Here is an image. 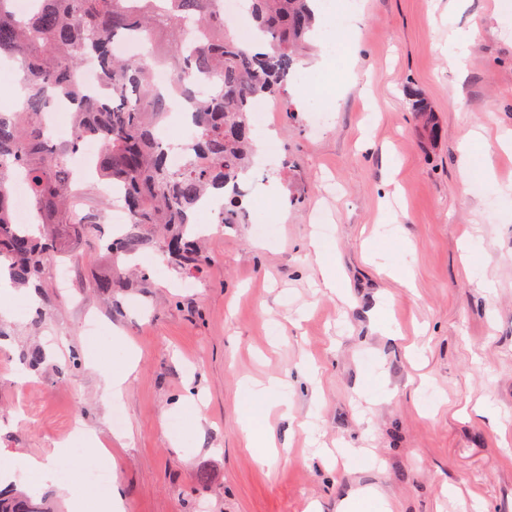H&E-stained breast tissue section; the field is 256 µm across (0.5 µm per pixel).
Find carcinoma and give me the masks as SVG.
Segmentation results:
<instances>
[{"mask_svg":"<svg viewBox=\"0 0 512 512\" xmlns=\"http://www.w3.org/2000/svg\"><path fill=\"white\" fill-rule=\"evenodd\" d=\"M24 22L11 0H0V55L15 58L23 72V106L0 112V273L28 286L40 280L55 245L47 225L70 224L95 236L97 224L73 206L71 156L85 140L102 150L93 167L100 177L125 189L131 223L101 248L112 257L132 256L151 247L188 273L208 267L191 222L202 199L225 191L222 223L245 221L240 175L253 165V105L284 99L288 77L307 47L316 17L311 0H250L249 12L261 42L241 44L229 30L217 0H39ZM148 38L150 59L119 58L116 39ZM96 67L105 95L84 91L73 80L80 67ZM171 68L174 90L192 107L191 152L181 169L169 166V146L160 141L171 96L153 87L149 71ZM75 104L69 136L50 142L41 116L55 98ZM412 112L432 138L439 131L434 111L419 91ZM28 185L41 227L14 224L11 183ZM0 512H45L35 495L0 492Z\"/></svg>","mask_w":512,"mask_h":512,"instance_id":"carcinoma-1","label":"carcinoma"}]
</instances>
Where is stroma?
<instances>
[{"label": "stroma", "mask_w": 512, "mask_h": 512, "mask_svg": "<svg viewBox=\"0 0 512 512\" xmlns=\"http://www.w3.org/2000/svg\"><path fill=\"white\" fill-rule=\"evenodd\" d=\"M353 39L320 49L312 74L325 124L315 122L291 74V112L270 115L276 151L256 160L245 223L208 234L214 261L183 272L151 249L143 288H95L112 274L110 231L75 236L53 225L60 261L22 294L30 311L0 307V467L26 471L61 442L83 447L71 422L116 461L124 512H337L372 486L393 512H512V214L460 166V147L486 128L476 160L512 183L498 137L512 130V36L495 9L512 0H355ZM471 38L466 78L448 64V30ZM439 121L430 138L409 93ZM402 187L393 224L380 223L388 179ZM267 220L269 235L255 223ZM333 256L345 293L321 286L311 239ZM95 315L87 335L83 321ZM396 331H373L371 316ZM121 334L137 351L121 408L126 437L109 427L110 402L89 358L121 362ZM47 361L28 369L32 351ZM314 381L297 374L301 356ZM288 381L289 418L272 415L279 452L259 464L245 448L247 377ZM193 410L178 408L186 388ZM485 403L495 419L478 415Z\"/></svg>", "instance_id": "35a3bbf8"}]
</instances>
